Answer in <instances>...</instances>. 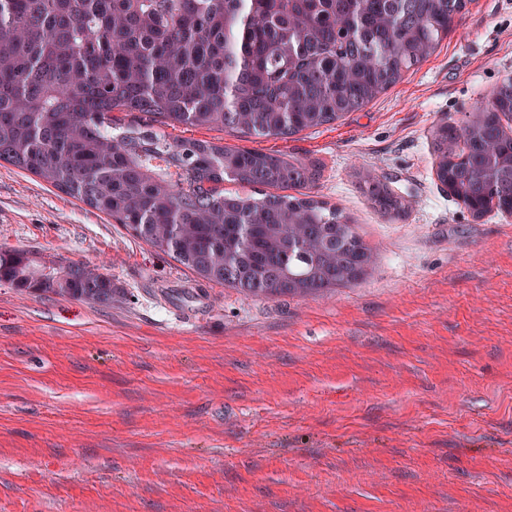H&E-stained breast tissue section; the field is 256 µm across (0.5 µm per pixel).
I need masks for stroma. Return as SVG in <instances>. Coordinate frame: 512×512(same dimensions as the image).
Segmentation results:
<instances>
[{
	"label": "stroma",
	"instance_id": "stroma-1",
	"mask_svg": "<svg viewBox=\"0 0 512 512\" xmlns=\"http://www.w3.org/2000/svg\"><path fill=\"white\" fill-rule=\"evenodd\" d=\"M508 77L512 0H469L430 57L336 122L248 140L166 127L319 165L314 195L377 257L315 298L199 284L1 162L0 249L84 262L116 291L0 283V512H512V216L455 202L431 135ZM363 190L380 210L391 212L400 208L398 197L386 185L376 179L367 177L364 180Z\"/></svg>",
	"mask_w": 512,
	"mask_h": 512
}]
</instances>
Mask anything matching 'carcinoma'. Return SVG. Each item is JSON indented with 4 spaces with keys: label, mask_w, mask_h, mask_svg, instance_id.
Masks as SVG:
<instances>
[{
    "label": "carcinoma",
    "mask_w": 512,
    "mask_h": 512,
    "mask_svg": "<svg viewBox=\"0 0 512 512\" xmlns=\"http://www.w3.org/2000/svg\"><path fill=\"white\" fill-rule=\"evenodd\" d=\"M467 0H0V161L122 225L200 283L251 298L314 297L362 280L373 248L306 192L312 162L150 124L287 137L333 123L420 65ZM512 78L481 112L433 131L438 180L470 211L512 214ZM264 186L255 198L224 191ZM291 193H286V190ZM364 193L400 208L380 181ZM0 282L92 304L112 277L0 249Z\"/></svg>",
    "instance_id": "carcinoma-1"
}]
</instances>
